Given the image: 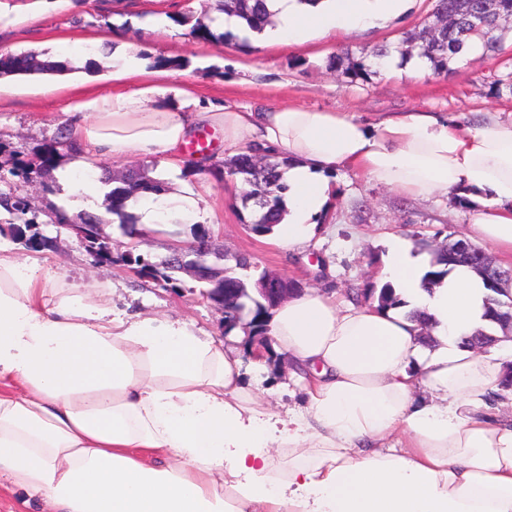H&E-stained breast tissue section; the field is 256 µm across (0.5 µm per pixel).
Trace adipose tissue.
Here are the masks:
<instances>
[{"instance_id":"ef3b65f1","label":"adipose tissue","mask_w":512,"mask_h":512,"mask_svg":"<svg viewBox=\"0 0 512 512\" xmlns=\"http://www.w3.org/2000/svg\"><path fill=\"white\" fill-rule=\"evenodd\" d=\"M408 0H273L270 37L296 47L399 17ZM112 78L131 92L74 99L66 122L80 150L64 169L69 207L96 209L78 172L134 153L175 166L192 129L282 160L285 212L276 232L302 250L348 170L414 199L459 195L471 239L512 260V112L469 117L397 112L375 119L304 105L259 112L199 106L190 84L146 69L113 45ZM182 98L189 109L166 104ZM141 224L209 213L201 198L129 199ZM428 254L394 238L375 279L399 305H340L303 292L273 308L271 355H288L304 411L281 414L244 383L232 348L186 322L116 311L110 297L58 288L38 260L0 236V478L49 512H512V390L500 382L512 341L485 316L482 276L456 266L425 284ZM496 339L483 351L466 337ZM288 449L273 478L274 449Z\"/></svg>"}]
</instances>
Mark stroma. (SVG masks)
I'll return each instance as SVG.
<instances>
[{"instance_id": "1", "label": "stroma", "mask_w": 512, "mask_h": 512, "mask_svg": "<svg viewBox=\"0 0 512 512\" xmlns=\"http://www.w3.org/2000/svg\"><path fill=\"white\" fill-rule=\"evenodd\" d=\"M219 0H74L70 12L46 10L25 29L0 32V56L32 52L38 57L54 53L72 56L94 38L111 35L113 44H132L148 59L152 69H163L174 82L191 84L202 102L258 110L281 104L317 106L366 117L419 109L466 115L487 110L512 111V22L506 23L500 48L491 57L468 54L450 63L447 72H427L415 78L401 73L387 76L372 66L365 78L351 80L331 65L333 56L348 52L354 58L369 57L382 45L398 46L406 33L431 19L435 0H411L406 13L383 25L356 32L335 41L316 37L297 48L284 47L265 37L204 42L194 39L181 23L183 14L208 21L218 14ZM112 84L89 85L77 91L62 88L41 93L34 82H19L0 92V175L28 163L54 143L64 126L63 110L76 95L112 91ZM78 157L58 148L55 169L31 182L10 177L0 182V192L12 191L28 201L26 221L33 231L56 238L54 249L38 259L68 291L97 294L112 291L118 309L168 316L193 323L215 339L224 337V315L200 294V286L183 276L182 287L171 291L129 272L119 256L127 238L113 221L108 203H101L98 217L106 219L114 261L97 268L91 263L74 232L56 231L53 207L64 195L58 167L76 163ZM166 192L203 195L214 210L213 218H190L149 227L138 247L150 261L168 258L173 244L192 241L197 228L211 234L222 248L226 265L238 254L253 263L247 274H284L304 288L332 289L342 304L354 302L372 284L376 263L387 255L390 236L417 234L430 241L465 237L473 211L468 204L439 195L428 202L415 201L396 190L366 181L348 171L332 174L338 197L332 220L323 225L310 246L299 255L280 244L276 234L247 231L252 220L244 208L237 182L217 179L211 172L189 164L156 172ZM290 360L279 357L261 375L246 373L254 392L279 410L305 407L294 383Z\"/></svg>"}]
</instances>
